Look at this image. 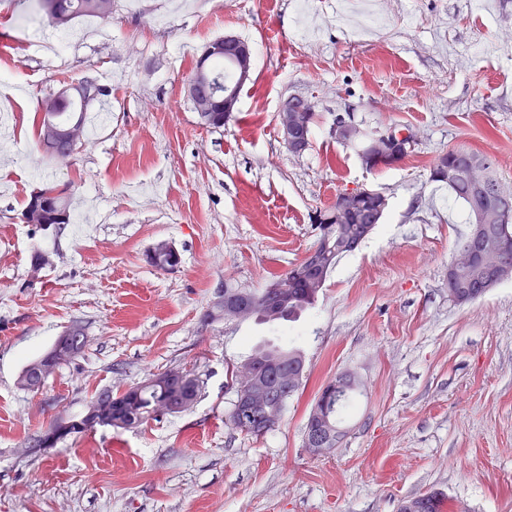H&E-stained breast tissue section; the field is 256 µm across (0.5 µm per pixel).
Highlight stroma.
Instances as JSON below:
<instances>
[{"label":"stroma","instance_id":"35a3bbf8","mask_svg":"<svg viewBox=\"0 0 512 512\" xmlns=\"http://www.w3.org/2000/svg\"><path fill=\"white\" fill-rule=\"evenodd\" d=\"M350 2L115 0L109 19L57 27L0 0V512H398L433 489L467 512H512V279L470 304L449 300L469 226L429 179L438 154L466 147L494 156L512 190V0H377L359 26L341 19ZM36 32L65 37L64 65L42 66L28 48ZM227 33L251 44L254 70L237 112L209 128L185 86ZM88 74L112 90L89 108L109 105V120L54 160L39 103ZM293 94L318 114L299 155L276 123ZM340 113L369 132L410 127L414 152L367 170L331 133ZM47 184L69 186L71 212H96L90 235L21 223ZM361 187L388 210L299 321L202 324L224 286L261 288L298 264L318 242L314 214ZM161 240L181 255L174 270L145 260ZM75 323L83 352L41 392L21 389L22 367ZM259 339L299 346L305 381L281 421L250 436L227 421L226 370ZM179 365L204 381L189 411L27 454L96 390ZM345 370L361 380L346 434L311 455L314 396Z\"/></svg>","mask_w":512,"mask_h":512}]
</instances>
